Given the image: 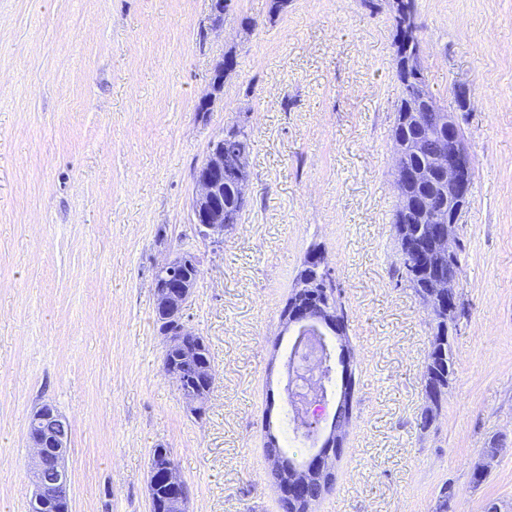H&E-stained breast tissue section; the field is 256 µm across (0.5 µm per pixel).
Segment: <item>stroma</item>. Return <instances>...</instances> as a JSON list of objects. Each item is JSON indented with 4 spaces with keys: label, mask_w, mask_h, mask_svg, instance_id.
Instances as JSON below:
<instances>
[{
    "label": "stroma",
    "mask_w": 512,
    "mask_h": 512,
    "mask_svg": "<svg viewBox=\"0 0 512 512\" xmlns=\"http://www.w3.org/2000/svg\"><path fill=\"white\" fill-rule=\"evenodd\" d=\"M0 0V512H30L33 410L70 423V512H150L169 448L189 512H282L268 435L286 438L282 310L311 251L340 292L356 385L336 478L314 512H512V0H416L429 91L473 153L460 217L455 373L419 427L432 337L401 280L389 0ZM235 70L213 91V69ZM467 91L469 110L457 94ZM252 133L242 221L194 231L210 142ZM201 273L184 319L214 385L194 417L163 368L156 272ZM481 487L470 472L492 438Z\"/></svg>",
    "instance_id": "35a3bbf8"
}]
</instances>
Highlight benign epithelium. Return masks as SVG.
I'll return each mask as SVG.
<instances>
[{
	"label": "benign epithelium",
	"mask_w": 512,
	"mask_h": 512,
	"mask_svg": "<svg viewBox=\"0 0 512 512\" xmlns=\"http://www.w3.org/2000/svg\"><path fill=\"white\" fill-rule=\"evenodd\" d=\"M232 0H210V13L215 26L223 24L224 14L230 10ZM438 126L447 130V138L440 139L432 165L445 183L448 208H442L435 197L422 196L414 201L398 194V209L406 214L413 211L430 217L431 235L428 240V257L432 275L426 283L421 299L431 316L441 310H453L456 302L457 274L448 273L458 242L459 216L468 202L473 179V156L470 146L454 115L445 110L438 117ZM405 145L397 142L395 157L394 185L399 188L411 177L405 166L403 154ZM238 178L240 195H245L248 183V158H238L233 167ZM196 193L192 202L193 223L202 230V236L213 246L224 244V149L211 151L195 173ZM182 260L177 257L162 267L166 277L155 282L156 307L179 320V343H188L195 336L184 321V310L193 292V284L176 275V267ZM323 258L314 252L304 264L295 294L289 298L282 316L289 326H306L321 323L338 336L346 334V324L336 316V311L317 303L318 271L322 270ZM187 409L200 415L204 412L208 395L203 390L188 389L181 392ZM324 398L313 395L305 403L303 427L310 430L319 420ZM348 407L336 402V412L329 429L320 437L324 451L314 455L306 464L289 473L288 495L307 499L312 483L322 489L332 487L335 475L332 460L335 450L344 445L345 425ZM32 427L28 439L33 448L30 478L33 485L31 512H45V509L69 500L70 478L66 464L69 452L70 426L57 410L49 405L37 408L31 417ZM164 481L169 488L167 508L169 512H187L186 504L190 488L180 477L175 463L163 471Z\"/></svg>",
	"instance_id": "1"
}]
</instances>
